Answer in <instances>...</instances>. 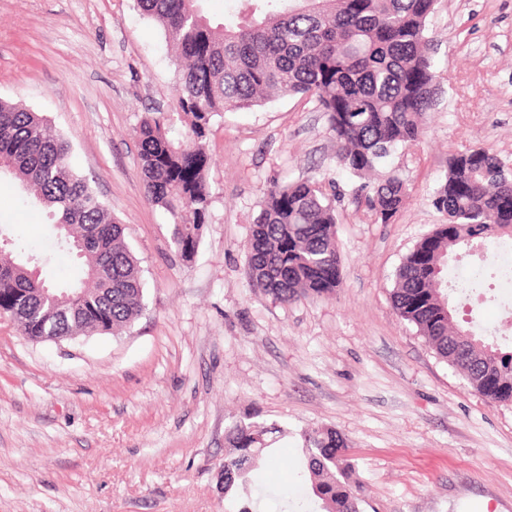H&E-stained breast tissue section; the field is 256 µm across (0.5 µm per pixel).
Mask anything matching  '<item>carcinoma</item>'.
Segmentation results:
<instances>
[{
	"label": "carcinoma",
	"mask_w": 512,
	"mask_h": 512,
	"mask_svg": "<svg viewBox=\"0 0 512 512\" xmlns=\"http://www.w3.org/2000/svg\"><path fill=\"white\" fill-rule=\"evenodd\" d=\"M205 0H137L156 22L177 61L174 111L146 112L135 136L145 194L173 226L172 244L194 259L209 216L211 120L285 95L310 94L328 120L340 166L374 175L391 154L419 142L436 95L427 21L435 0H228L229 21L214 23ZM71 145L47 119L0 100V178L15 181L26 204L41 210L57 242L81 265L73 282L35 274L43 254L22 246L0 225V306L19 307L16 323L34 338L116 332L142 312L144 282L124 227L70 162ZM378 220L389 224L403 207L407 184L395 174L370 187ZM433 205L455 233L441 228L437 253L425 261L419 241L394 273L392 306L436 353L487 400L512 403V350L476 335L454 317L441 288L447 261L469 242L495 246L512 239V169L475 148L448 155ZM250 287L279 302L329 296L342 284L333 200L310 181L271 186L260 203L247 250ZM47 288L72 295L77 315L62 310L34 319L45 303L28 294ZM275 427L237 422L226 433L224 495L237 512H252V472ZM309 487L296 512H360L356 473L342 465L347 439L332 428L301 435Z\"/></svg>",
	"instance_id": "1"
}]
</instances>
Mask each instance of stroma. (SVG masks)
<instances>
[{
  "instance_id": "obj_1",
  "label": "stroma",
  "mask_w": 512,
  "mask_h": 512,
  "mask_svg": "<svg viewBox=\"0 0 512 512\" xmlns=\"http://www.w3.org/2000/svg\"><path fill=\"white\" fill-rule=\"evenodd\" d=\"M427 29L438 96L424 140L388 166L408 185L391 223L338 167L314 98L283 96L212 120L209 218L187 263L135 138L173 103L163 31L134 0H0V98L70 139L145 282L142 314L115 335L35 342L0 319V512H235L225 436L240 420L286 431L282 478L254 473L265 491L295 486L301 431L328 427L350 445L361 512H512V404L473 392L390 298L402 256L445 221L433 196L449 153L512 166V0H436ZM303 179L336 198L342 286L281 304L249 287L245 248L263 191ZM0 224L44 249L47 276L78 277L11 180ZM450 298L478 334L512 328L498 302Z\"/></svg>"
}]
</instances>
